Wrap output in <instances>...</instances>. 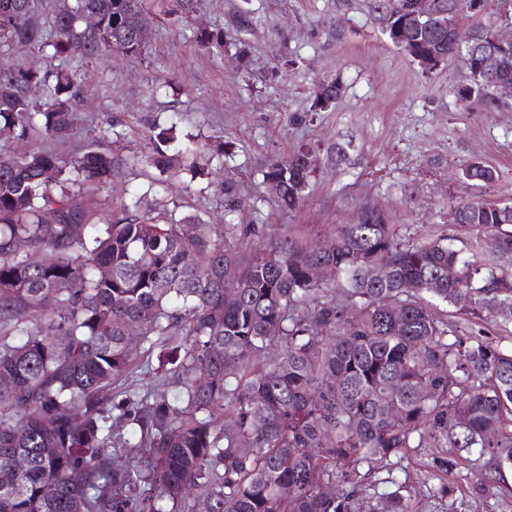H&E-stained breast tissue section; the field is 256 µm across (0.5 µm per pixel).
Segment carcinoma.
Listing matches in <instances>:
<instances>
[{
  "label": "carcinoma",
  "mask_w": 512,
  "mask_h": 512,
  "mask_svg": "<svg viewBox=\"0 0 512 512\" xmlns=\"http://www.w3.org/2000/svg\"><path fill=\"white\" fill-rule=\"evenodd\" d=\"M412 2L374 0L390 43L419 65L435 61L427 73L450 57L476 73L493 30L460 34L454 0H439L437 16L403 38L396 25ZM142 3L74 0L46 28L26 19L35 0H0V48L96 63L114 49L138 55L127 20L150 24ZM86 14L95 26L79 27ZM500 81L512 83V48L496 74L457 95L492 111ZM39 86L41 100L30 95ZM341 91L337 80L317 85L313 107ZM78 93L66 69L1 62L0 130L25 136L38 118L43 137L64 140ZM152 139L161 172L182 158L203 171L208 145L173 127ZM126 165L105 149L0 155V512H194L197 491L209 512H415L422 486L453 499L449 478L474 453L479 492L512 471V347L439 310L486 311L509 331L512 206L459 202L458 223L481 233L466 251L446 236L401 234L373 208L337 225L326 250L249 224L160 223L136 215L141 196L90 222L72 186L104 187ZM316 170L299 147L270 162L262 183L293 210ZM461 172L494 180L478 161ZM378 265L384 281L369 277ZM316 267L329 274L313 278ZM133 329L158 350L154 371L181 388V404L132 383L104 398L133 369ZM421 450L422 475L399 480Z\"/></svg>",
  "instance_id": "obj_1"
}]
</instances>
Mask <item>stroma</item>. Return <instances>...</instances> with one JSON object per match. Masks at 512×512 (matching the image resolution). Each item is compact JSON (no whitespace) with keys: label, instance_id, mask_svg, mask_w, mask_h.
Returning <instances> with one entry per match:
<instances>
[{"label":"stroma","instance_id":"stroma-1","mask_svg":"<svg viewBox=\"0 0 512 512\" xmlns=\"http://www.w3.org/2000/svg\"><path fill=\"white\" fill-rule=\"evenodd\" d=\"M144 7L157 21L141 54L115 51L97 66L71 60L80 93L70 139L0 131L3 155L46 145L71 157L103 142L135 157L105 188L83 187L96 222L141 194L151 216L195 215L320 241L375 207L389 223L467 244L477 233L452 223L457 202L512 204V107H466L456 93L467 82L461 62L423 73L386 39L366 0H194L186 19L174 0ZM204 29L223 30V50L197 44ZM333 79L341 97L312 111L315 84ZM156 125L220 146L207 174H160L150 162ZM301 146L314 151L318 169L302 205L287 212L262 186V172ZM473 160L493 170L492 182H461V165ZM505 479L481 492L459 480L451 512H512V473Z\"/></svg>","mask_w":512,"mask_h":512}]
</instances>
